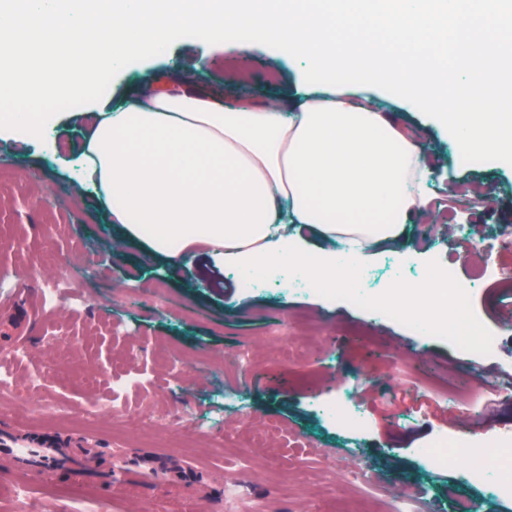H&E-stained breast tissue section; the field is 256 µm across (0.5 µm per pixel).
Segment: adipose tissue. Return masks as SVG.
<instances>
[{
  "mask_svg": "<svg viewBox=\"0 0 512 512\" xmlns=\"http://www.w3.org/2000/svg\"><path fill=\"white\" fill-rule=\"evenodd\" d=\"M185 29L211 53L303 58L302 96L286 105L258 88L231 106L186 75L73 113L77 154L52 144L116 244L140 242L184 276L202 246L221 268L350 282L374 247L436 218L439 165L371 88L426 112L459 164L512 162V0H0V139L40 138L59 120L36 109L50 87L95 85Z\"/></svg>",
  "mask_w": 512,
  "mask_h": 512,
  "instance_id": "adipose-tissue-1",
  "label": "adipose tissue"
}]
</instances>
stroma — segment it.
Instances as JSON below:
<instances>
[{"mask_svg": "<svg viewBox=\"0 0 512 512\" xmlns=\"http://www.w3.org/2000/svg\"><path fill=\"white\" fill-rule=\"evenodd\" d=\"M190 35L173 39L159 57L131 60L113 84L176 79L203 67L201 92L221 90L236 104L254 87L288 100L303 83L296 62L275 49L222 54L200 65ZM424 142L444 153L448 178L440 192L443 223H417L405 234L440 266L455 265L458 280L473 278L476 247L512 228V165L476 163L459 169L447 133L428 123L407 100L396 106ZM51 142L0 141V302L28 289L39 311L29 338H0V364L14 375L0 389V415L19 431L79 441L99 440L94 456L73 451L87 479L32 475L27 495L16 492L14 464L0 459V512H224L225 488L237 486L241 512H392L391 481L425 493V512H512V498L489 497L462 478L465 457L452 454L435 468L420 456L438 440L462 436L467 416L485 427L512 430V398L484 408L480 395L450 406L439 391L449 375L467 383L476 372L512 374V326L500 319L512 289L490 279L477 285L470 307L494 332L495 347L476 357L445 336H421L393 319L374 320L354 300L328 299L273 288H239L231 273L204 253L195 265L201 287L179 270L143 260V248L112 251V228L101 223L95 200L80 192L50 158ZM64 271L81 286L82 308H42V287L28 278L31 265ZM421 260L397 264L377 255L366 286L386 288L394 277L413 279ZM140 276L133 288L126 280ZM253 353L250 363L237 352ZM49 370L41 395L30 394L33 372ZM114 411L95 420L77 413L96 403L124 375ZM352 395L367 420L350 435L315 409ZM64 404L47 414L39 399ZM166 457L188 473L171 482L126 483L104 497L101 476L114 456Z\"/></svg>", "mask_w": 512, "mask_h": 512, "instance_id": "1", "label": "stroma"}]
</instances>
